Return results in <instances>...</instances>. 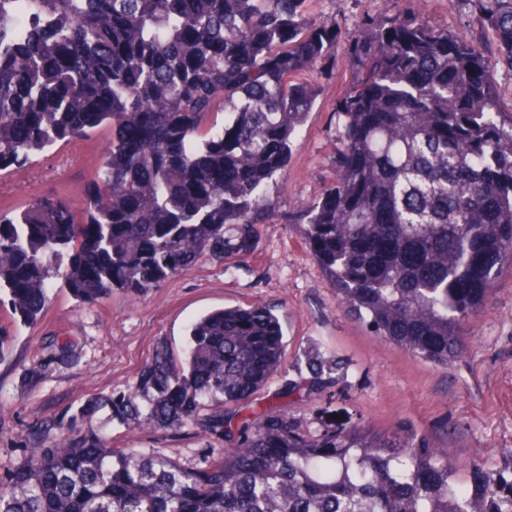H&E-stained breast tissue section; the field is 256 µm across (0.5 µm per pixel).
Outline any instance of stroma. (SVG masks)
<instances>
[{
	"label": "stroma",
	"mask_w": 512,
	"mask_h": 512,
	"mask_svg": "<svg viewBox=\"0 0 512 512\" xmlns=\"http://www.w3.org/2000/svg\"><path fill=\"white\" fill-rule=\"evenodd\" d=\"M408 6V0H311L309 12L336 17L348 30L363 17L389 16ZM425 18L481 43L495 63L500 105L511 110L512 69L497 64L496 46L465 0H431ZM346 67L340 53L335 63L316 71L326 94L294 139L283 180L268 189L278 218L259 227L250 254L208 256L149 292H116L84 308L61 282L52 283L40 320L15 327L0 355L1 468L24 456L41 423L74 416L80 429L96 428L98 417H78L81 406L132 385L156 346L181 354L190 324L226 305H265L285 320V360L266 393L306 376L311 345L345 361L335 383L312 394L304 411L311 428L346 430L361 423L426 436L447 449L460 484L468 489L478 467L495 469L512 460L506 454L512 448V272H503L472 318L463 358L438 368L347 318L300 226L285 220L299 200L317 196L334 177V111L346 88ZM110 137L101 128L38 156L26 170L0 173V210L20 211L38 196L79 202ZM62 340L71 343L65 361L55 347ZM110 438L113 447L155 449L183 467L204 466L214 453L213 440L192 425L176 433L116 425Z\"/></svg>",
	"instance_id": "35a3bbf8"
}]
</instances>
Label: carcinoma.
I'll return each mask as SVG.
<instances>
[{"mask_svg": "<svg viewBox=\"0 0 512 512\" xmlns=\"http://www.w3.org/2000/svg\"><path fill=\"white\" fill-rule=\"evenodd\" d=\"M309 0H0V172L112 131L81 205L41 196L0 212V307L37 320L60 280L83 305L146 291L203 257L245 255L275 222L267 187L322 94L305 73L342 30ZM512 69V0H466ZM27 9L32 26L13 27ZM425 10L347 33L336 179L294 220L343 311L436 367L512 269V111L479 43ZM280 317L224 306L184 357L164 346L134 385L89 401L0 469V512H512V465L460 487L448 450L365 424L313 430L249 399L279 372ZM343 361L311 349L312 394ZM210 414H203L208 408ZM200 425L220 453L195 469L114 448L112 425Z\"/></svg>", "mask_w": 512, "mask_h": 512, "instance_id": "cac0c4a2", "label": "carcinoma"}]
</instances>
